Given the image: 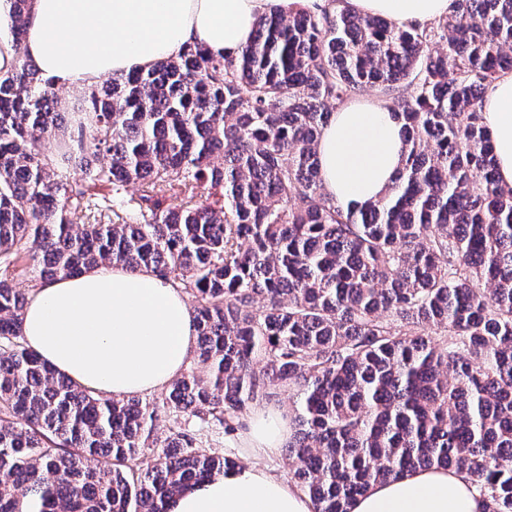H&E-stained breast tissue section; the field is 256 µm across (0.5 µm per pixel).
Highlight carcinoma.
<instances>
[{"label": "carcinoma", "instance_id": "1", "mask_svg": "<svg viewBox=\"0 0 512 512\" xmlns=\"http://www.w3.org/2000/svg\"><path fill=\"white\" fill-rule=\"evenodd\" d=\"M9 2L0 512H168L224 472L195 433L154 436L153 404L82 387L25 345L15 272L44 285L106 263L195 298L204 370L169 383L175 417L230 436L291 393V482L314 512L430 468L467 475L482 512H512V188L483 115L512 74V0H453L425 26L345 7L264 15L234 56L189 45L101 80L72 122L26 61L31 0ZM366 88L403 123L404 162L387 196L345 207L324 193L317 144ZM136 183L117 210L96 192ZM202 186L224 203L195 200ZM175 190L186 201L163 207Z\"/></svg>", "mask_w": 512, "mask_h": 512}]
</instances>
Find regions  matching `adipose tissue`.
Masks as SVG:
<instances>
[{
	"label": "adipose tissue",
	"instance_id": "1",
	"mask_svg": "<svg viewBox=\"0 0 512 512\" xmlns=\"http://www.w3.org/2000/svg\"><path fill=\"white\" fill-rule=\"evenodd\" d=\"M453 0H346L362 15L427 24L448 16ZM327 0H31L25 56L59 87H88L112 73L146 70L186 45L215 56L237 53L261 15ZM484 120L497 172L512 187V75L486 92ZM402 124L385 102L351 100L336 109L318 144L323 188L342 205L383 196L400 167ZM28 347L77 384L120 398L154 392L184 369L195 344L182 294L155 273L98 266L42 285L22 322ZM288 438L281 412L255 414L242 444L253 463L178 495L171 512H313L311 500L258 463ZM464 475L416 470L375 485L350 512H479Z\"/></svg>",
	"mask_w": 512,
	"mask_h": 512
}]
</instances>
